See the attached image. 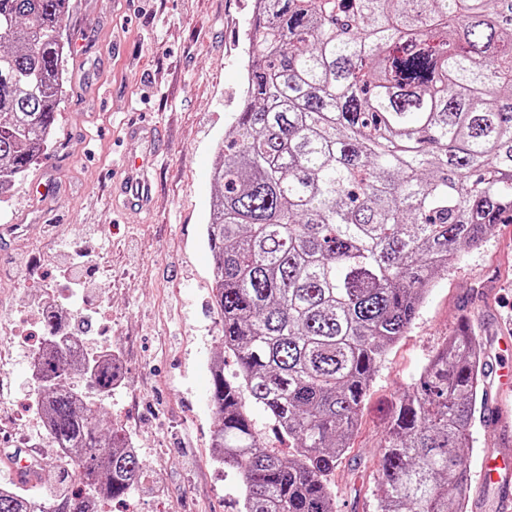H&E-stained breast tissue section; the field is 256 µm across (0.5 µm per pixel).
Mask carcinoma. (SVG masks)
I'll return each mask as SVG.
<instances>
[{
    "instance_id": "cac0c4a2",
    "label": "carcinoma",
    "mask_w": 512,
    "mask_h": 512,
    "mask_svg": "<svg viewBox=\"0 0 512 512\" xmlns=\"http://www.w3.org/2000/svg\"><path fill=\"white\" fill-rule=\"evenodd\" d=\"M244 104L217 144L207 240L224 356L215 458L239 512H335L330 479L381 361L435 277L512 216V0H258ZM69 0H0V192L24 176L64 97ZM34 367L51 443L80 477L44 512H100L148 476L119 428L63 384L109 392L112 355L71 354L61 319ZM484 344L458 328L394 404L377 460L381 512H467L469 432L487 403ZM288 453L261 444L248 405ZM0 488V512H38Z\"/></svg>"
}]
</instances>
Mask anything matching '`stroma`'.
Masks as SVG:
<instances>
[{
  "instance_id": "35a3bbf8",
  "label": "stroma",
  "mask_w": 512,
  "mask_h": 512,
  "mask_svg": "<svg viewBox=\"0 0 512 512\" xmlns=\"http://www.w3.org/2000/svg\"><path fill=\"white\" fill-rule=\"evenodd\" d=\"M253 12L254 0H70L54 131L28 174L0 195V329L15 333L0 365V485L11 481L8 453L20 449L46 466L40 498L63 489L42 427L26 414L31 359L45 335L37 309L51 289L68 321L90 322L95 342L120 357L112 393L78 372L69 386L104 431L127 433L149 473L105 512H238L237 478L210 448V366L224 337L206 224L215 147L242 101ZM135 184L146 197L132 205ZM77 252L87 285L74 291L58 268ZM464 320L494 365L498 338L512 333V223L460 252L387 353L331 478L336 512H378L384 424Z\"/></svg>"
}]
</instances>
